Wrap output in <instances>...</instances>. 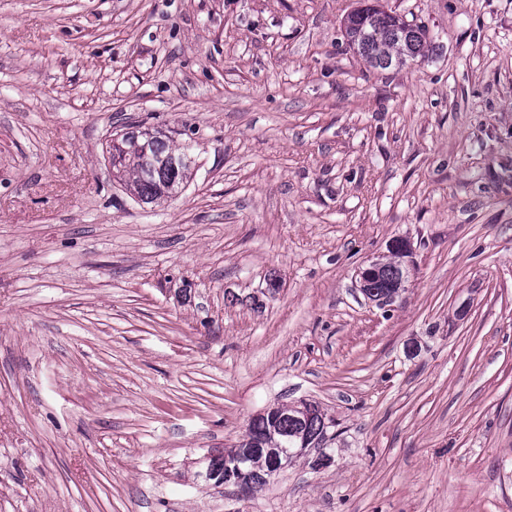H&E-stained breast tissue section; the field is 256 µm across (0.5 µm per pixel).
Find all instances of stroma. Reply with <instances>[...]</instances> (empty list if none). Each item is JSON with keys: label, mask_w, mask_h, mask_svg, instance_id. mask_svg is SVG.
I'll list each match as a JSON object with an SVG mask.
<instances>
[{"label": "stroma", "mask_w": 512, "mask_h": 512, "mask_svg": "<svg viewBox=\"0 0 512 512\" xmlns=\"http://www.w3.org/2000/svg\"><path fill=\"white\" fill-rule=\"evenodd\" d=\"M360 3L0 0V512H512V0H381L430 37L387 70ZM138 121L192 146L157 204ZM300 402L323 450L197 477ZM133 127L136 129L123 133L108 145L112 176L139 201L155 203L178 192L192 174L191 167L184 164L151 169L150 161L155 159L158 163L160 157L180 158L189 153L191 147L187 144L172 147L164 132L144 124ZM395 247H399L406 255L411 253V245L404 238L393 239L388 245V249H393ZM388 249V255L381 256L379 258V262L376 259L371 260L368 264H364L357 271L356 277H358L359 290L368 300H370L369 290H371V294L375 298L379 299L381 297L389 296L390 294H397L399 291H403L404 288H406L408 273L404 276L402 284V278L404 272H406L404 261L406 256L404 254L391 252ZM375 266V271L369 280L371 272H373ZM368 281L370 283L369 287ZM401 284L403 288H400ZM367 288H369V290Z\"/></svg>", "instance_id": "obj_1"}]
</instances>
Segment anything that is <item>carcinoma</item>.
Masks as SVG:
<instances>
[{
  "label": "carcinoma",
  "mask_w": 512,
  "mask_h": 512,
  "mask_svg": "<svg viewBox=\"0 0 512 512\" xmlns=\"http://www.w3.org/2000/svg\"><path fill=\"white\" fill-rule=\"evenodd\" d=\"M345 34L358 54L381 69L407 65L422 55L429 40L424 26L408 23L377 0H366L347 16ZM190 150L187 144L172 147L164 132L138 124L108 146L112 176L139 201L154 203L182 188L191 178V168L179 164L152 169L150 161L179 158ZM404 258L405 255L391 251L379 258L369 280V290L375 298L401 291L406 272ZM327 429L326 415L319 410L302 422L291 410L270 409L252 418L245 438L237 447L206 460V479L222 486L224 477L229 476L231 483L239 480L251 492L267 482L275 449L297 446L295 435L300 432L309 444L319 447Z\"/></svg>",
  "instance_id": "1"
}]
</instances>
